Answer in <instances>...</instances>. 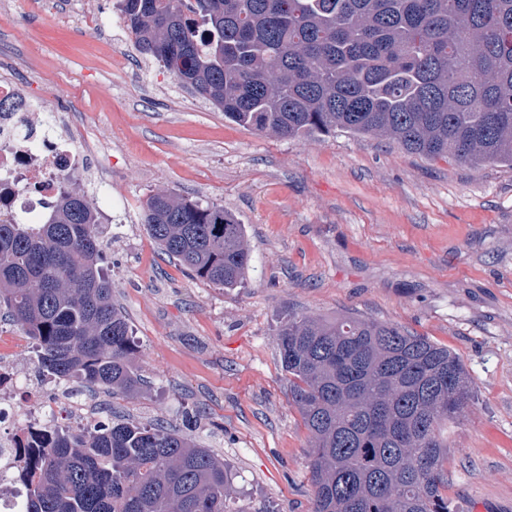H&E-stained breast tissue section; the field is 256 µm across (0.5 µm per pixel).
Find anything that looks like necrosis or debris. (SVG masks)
<instances>
[{
  "label": "necrosis or debris",
  "mask_w": 512,
  "mask_h": 512,
  "mask_svg": "<svg viewBox=\"0 0 512 512\" xmlns=\"http://www.w3.org/2000/svg\"><path fill=\"white\" fill-rule=\"evenodd\" d=\"M1 101L8 108L0 112V221L10 223L44 215L62 179L79 184L88 175L80 129L45 128L40 109L29 103L28 90L19 83L0 81ZM20 377L16 364L0 362V483L11 490L8 498L0 499V512H22L21 462L50 438L56 423L83 427L97 412L94 400L79 397L61 383L40 411L17 409L10 393Z\"/></svg>",
  "instance_id": "necrosis-or-debris-1"
}]
</instances>
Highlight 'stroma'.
Listing matches in <instances>:
<instances>
[{"label":"stroma","mask_w":512,"mask_h":512,"mask_svg":"<svg viewBox=\"0 0 512 512\" xmlns=\"http://www.w3.org/2000/svg\"><path fill=\"white\" fill-rule=\"evenodd\" d=\"M0 76L30 85L89 137L112 297L143 391H91L101 414L171 424L223 459L234 512H310V433L277 329L289 314L394 323L448 347L475 398L448 425L449 512H512V168L430 161L383 137L286 139L222 111L141 54L116 0H13ZM93 24L76 26L85 7ZM223 205L243 224L246 281L217 288L142 222L152 194ZM42 401L36 357L0 314V357Z\"/></svg>","instance_id":"1"}]
</instances>
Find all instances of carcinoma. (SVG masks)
I'll return each instance as SVG.
<instances>
[{"mask_svg":"<svg viewBox=\"0 0 512 512\" xmlns=\"http://www.w3.org/2000/svg\"><path fill=\"white\" fill-rule=\"evenodd\" d=\"M137 49L224 118L297 139L384 135L430 160L512 166V0H119ZM142 222L217 288L244 284V225L156 193ZM0 308L40 374L142 391L112 300L97 217L64 181L41 224L0 222ZM290 398L312 436L311 512H448L441 426L474 393L447 348L354 316L278 328ZM224 461L180 430L106 417L29 456L25 512H230Z\"/></svg>","mask_w":512,"mask_h":512,"instance_id":"obj_1","label":"carcinoma"}]
</instances>
